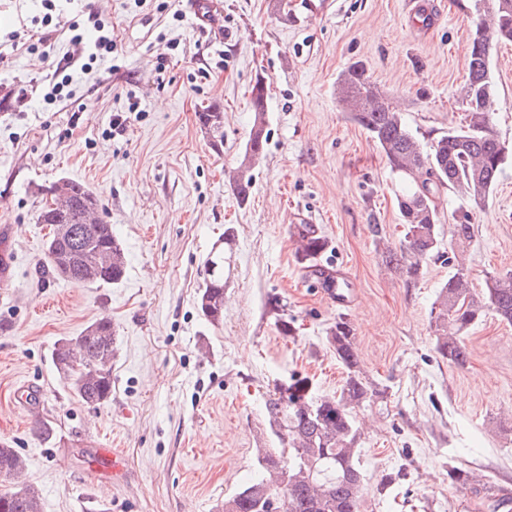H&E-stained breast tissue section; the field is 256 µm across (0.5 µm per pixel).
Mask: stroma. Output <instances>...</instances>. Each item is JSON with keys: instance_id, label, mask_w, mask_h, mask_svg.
I'll list each match as a JSON object with an SVG mask.
<instances>
[{"instance_id": "1", "label": "stroma", "mask_w": 512, "mask_h": 512, "mask_svg": "<svg viewBox=\"0 0 512 512\" xmlns=\"http://www.w3.org/2000/svg\"><path fill=\"white\" fill-rule=\"evenodd\" d=\"M191 2L112 0L101 18L117 48L61 109L43 103L42 87L72 51L67 29L48 58L13 52L11 35L43 30L46 10L0 0V225L13 227V285L0 289V442L24 457L43 512H221L257 455L282 448L264 412L275 384L303 379L311 397L339 395L346 371L328 334L340 319L366 378L388 392L354 410L364 512H477L473 490L448 480L462 463L512 498V325L489 314L464 333L466 368L438 356L431 311L452 267L434 258L409 278L383 261L405 234L394 177L338 103V78L357 63L422 145L463 123L473 0H421L431 9L423 26L405 0H288L286 18L273 0H218L224 24L206 33ZM260 77L269 140L243 203L225 172L241 158ZM491 78L493 128L512 143V43L493 50ZM132 98L139 113L112 135ZM212 105L224 114L220 147L198 121ZM63 178L97 195L125 250L120 283L43 272L50 227L38 214ZM466 212L472 239L443 249L464 253L479 289L512 270V166L482 209L449 193L441 226ZM301 213L328 240L325 259L353 280L351 305L332 306L298 260ZM218 241L224 317L213 325L198 293ZM102 317L117 331L112 394L88 405L51 355ZM46 421L48 440L36 432ZM104 448L124 450L120 479Z\"/></svg>"}]
</instances>
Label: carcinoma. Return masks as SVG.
Segmentation results:
<instances>
[{"label":"carcinoma","mask_w":512,"mask_h":512,"mask_svg":"<svg viewBox=\"0 0 512 512\" xmlns=\"http://www.w3.org/2000/svg\"><path fill=\"white\" fill-rule=\"evenodd\" d=\"M482 2L475 0L479 19L468 48L469 77L461 97L469 122L432 139L428 151H423L401 112L386 101L362 67L354 64L338 78L343 110L369 133L395 175L397 205L406 229L399 247L386 250L384 257L387 264L410 278L418 276L427 260L443 256L439 218L448 192L459 193L474 207L482 208L505 167L512 164V148L504 149L493 130L494 86L489 78L492 48L512 41V10L489 14ZM251 95L254 121L234 181L242 202L251 193L252 163L262 156L268 140L267 85L256 81ZM199 120L213 128L214 138L224 142V113L216 109L202 112ZM66 186L70 210L62 214L46 205L38 215V222L53 226L54 231L46 242L47 270L80 286L120 282L126 260L112 225L86 224L82 219L86 206L98 202L96 194L69 180ZM295 229L298 257L311 267L328 242L313 224H298ZM449 232L460 245L470 241L474 235L470 215L463 214L460 222L450 225ZM205 266L198 305L206 321L218 323L224 310V249L213 246ZM434 309L436 352L449 365L463 368L470 352L460 340L461 333L488 312L512 324V273L486 277L484 288L477 291L459 265L441 287ZM329 343L347 370L340 395L310 399L303 380L269 394L265 416L287 449L278 454L260 453L254 478L224 500V512H362L363 475L356 464L360 433L353 410L367 400L385 398L386 390L363 375L347 322L336 321ZM116 351L112 320L102 317L80 336L58 343L52 360L72 392L84 403L96 405L112 394ZM25 467L20 453L1 442L0 512H41L38 492L19 482ZM480 506L486 512H512V499L486 494Z\"/></svg>","instance_id":"obj_1"}]
</instances>
